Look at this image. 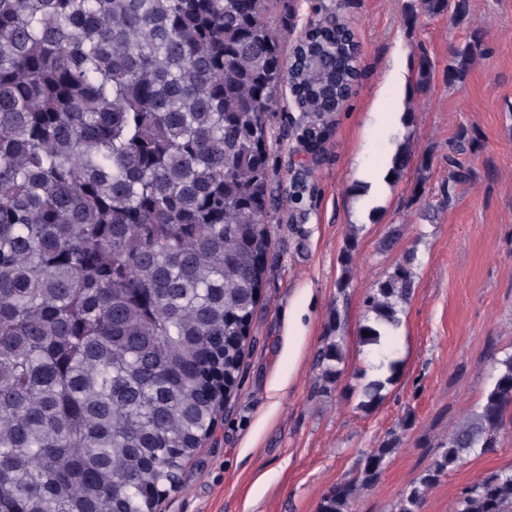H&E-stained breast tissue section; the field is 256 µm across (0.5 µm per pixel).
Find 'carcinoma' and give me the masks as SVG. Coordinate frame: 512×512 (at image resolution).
Listing matches in <instances>:
<instances>
[{
  "instance_id": "carcinoma-1",
  "label": "carcinoma",
  "mask_w": 512,
  "mask_h": 512,
  "mask_svg": "<svg viewBox=\"0 0 512 512\" xmlns=\"http://www.w3.org/2000/svg\"><path fill=\"white\" fill-rule=\"evenodd\" d=\"M464 18L469 0H419ZM284 66L288 0H0V512H157L231 406L254 337L277 204L267 115L285 85L312 125L358 76L348 34L323 30ZM485 52H451L465 81ZM448 153V199L470 171ZM356 242L341 255L349 284ZM408 252L366 299L365 345L390 348L415 284ZM390 376L361 389V408ZM322 380L343 352L331 338ZM479 411L402 496L427 491L512 410V355ZM400 446L390 432L318 512H351ZM455 512H512V472L465 490Z\"/></svg>"
}]
</instances>
